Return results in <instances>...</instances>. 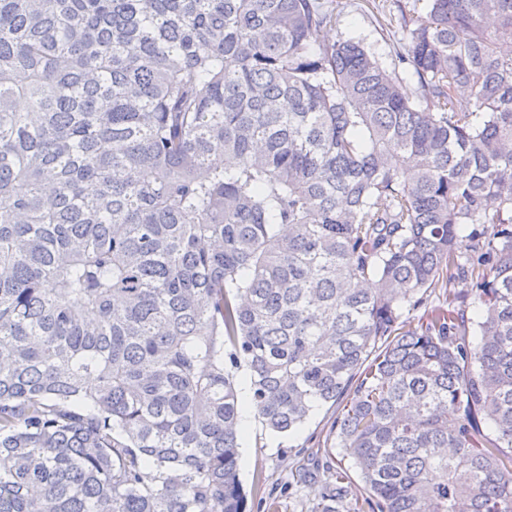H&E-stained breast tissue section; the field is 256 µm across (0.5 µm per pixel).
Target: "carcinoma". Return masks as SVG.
I'll return each mask as SVG.
<instances>
[{
	"instance_id": "1",
	"label": "carcinoma",
	"mask_w": 512,
	"mask_h": 512,
	"mask_svg": "<svg viewBox=\"0 0 512 512\" xmlns=\"http://www.w3.org/2000/svg\"><path fill=\"white\" fill-rule=\"evenodd\" d=\"M394 4L412 98L333 0H0V512H250L242 365L312 512H512V0Z\"/></svg>"
}]
</instances>
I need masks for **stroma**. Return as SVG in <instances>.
<instances>
[{
	"label": "stroma",
	"mask_w": 512,
	"mask_h": 512,
	"mask_svg": "<svg viewBox=\"0 0 512 512\" xmlns=\"http://www.w3.org/2000/svg\"><path fill=\"white\" fill-rule=\"evenodd\" d=\"M393 0H336V25L328 35L335 40L353 39L386 67L396 68L404 87L415 91L417 79L410 66L396 64L392 41L381 31L389 21ZM338 414L326 404L314 411L294 435L272 434L259 414L243 413L239 472L248 493L251 512H266L269 498H279L281 512H312L329 481L323 450L335 447L333 421Z\"/></svg>",
	"instance_id": "obj_1"
}]
</instances>
